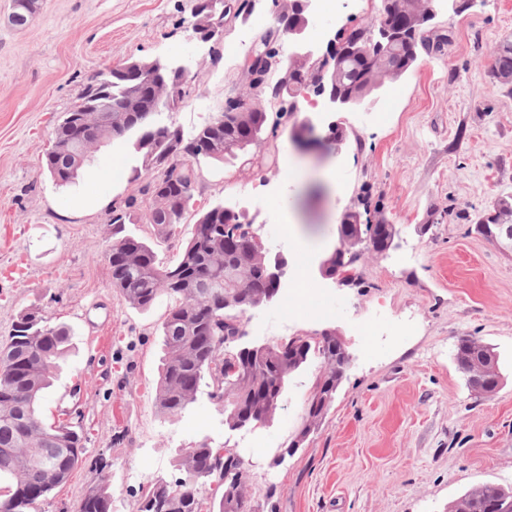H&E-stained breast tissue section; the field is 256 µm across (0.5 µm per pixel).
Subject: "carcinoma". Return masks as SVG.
<instances>
[{
    "mask_svg": "<svg viewBox=\"0 0 512 512\" xmlns=\"http://www.w3.org/2000/svg\"><path fill=\"white\" fill-rule=\"evenodd\" d=\"M418 43L407 37L388 57L373 61L378 70L395 66L407 73L417 60ZM512 73V42L501 45L496 72ZM135 76L126 68L106 66L85 85L78 101L60 117L53 131L70 151L50 147L44 172L59 187L76 184L78 171L94 156L74 141V125L90 106L112 95L117 110L131 91ZM339 87L364 101L374 92L366 89L364 63L349 59L339 68ZM247 137L238 128L233 112H221L189 132H173L156 115L125 112L120 123L106 116L89 133L96 143L124 140L137 159L130 182L135 184L124 203L112 209L110 224L115 238L105 252L112 288L130 307L147 312L166 304L159 331L163 355L158 366L155 407L163 417H175L196 401L201 387L224 414L230 432L266 424L271 400H282L291 374L314 358L324 364L305 401V422L293 445L306 441L311 421L325 417L327 397L336 398L348 363L346 349L336 332L293 336L268 345L265 354L245 349L238 333L245 326L250 305L269 288L265 264L272 257L253 246L252 264L238 269L234 246L247 240L250 223L233 210L211 206L197 213L190 235L182 239L178 228L186 223L189 202L201 183V164L222 163L226 157L201 153L205 140L224 152V135ZM127 224H148L153 237L124 233ZM175 247L166 261L155 249L156 241ZM72 345V331L53 324L40 312L22 313L13 325L10 341L0 351V512H28L55 488L65 484L82 461L83 436L79 420L60 413L46 424L40 401ZM491 359L492 387H472L483 395L500 385L497 357L492 347L474 337L458 340L455 360L459 370ZM184 477L168 481L148 476L135 512H256L244 489L246 461L226 459L203 440L177 459ZM223 494L211 500L199 489L211 483ZM109 475L82 495L77 512H112ZM448 512H512V489L485 485L465 492Z\"/></svg>",
    "mask_w": 512,
    "mask_h": 512,
    "instance_id": "1",
    "label": "carcinoma"
}]
</instances>
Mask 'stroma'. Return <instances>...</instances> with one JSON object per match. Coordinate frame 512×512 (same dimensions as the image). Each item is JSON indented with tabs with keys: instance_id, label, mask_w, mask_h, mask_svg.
Masks as SVG:
<instances>
[{
	"instance_id": "stroma-1",
	"label": "stroma",
	"mask_w": 512,
	"mask_h": 512,
	"mask_svg": "<svg viewBox=\"0 0 512 512\" xmlns=\"http://www.w3.org/2000/svg\"><path fill=\"white\" fill-rule=\"evenodd\" d=\"M195 0H39L25 26L0 0V349L21 312L35 309L74 331L73 346L41 402L44 418L78 406L84 455L69 481L34 512H75L109 465L117 512H133L146 475L178 478L181 451L206 440L246 460V489L260 512H446L462 493L512 486V247L475 222L512 194V83L495 76L500 45L512 40V0H473L439 13L427 47L403 78L370 104L344 113L348 141L328 155L300 152L287 128L250 146L247 159L203 164L195 209L252 201L268 181L283 218L260 225L271 255L302 280V308L283 297L250 312L247 340L273 344L330 329L352 361L318 429L295 453L305 400L323 370L294 373L274 419L228 432L206 392L175 418L154 407L164 306L140 312L114 291L105 252L113 206L130 193L134 164L119 141L101 143L95 171L105 205L77 212L75 190L43 173L62 112L105 64L177 55L189 60L190 93L161 122L189 131L221 112L240 88L241 35L270 26L275 0L227 17L221 58L197 55L189 23ZM378 0H350L316 31L368 27ZM395 225L394 246L362 251L354 286L324 277L322 258L339 244L345 212ZM322 309L319 317L311 309ZM498 357L501 383L478 396L455 362L459 337ZM124 437L114 444V434Z\"/></svg>"
}]
</instances>
